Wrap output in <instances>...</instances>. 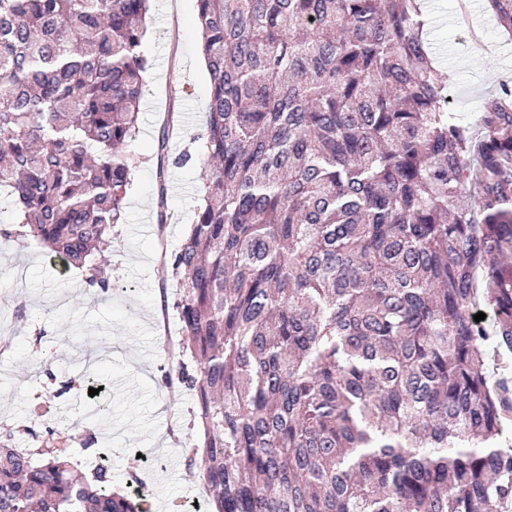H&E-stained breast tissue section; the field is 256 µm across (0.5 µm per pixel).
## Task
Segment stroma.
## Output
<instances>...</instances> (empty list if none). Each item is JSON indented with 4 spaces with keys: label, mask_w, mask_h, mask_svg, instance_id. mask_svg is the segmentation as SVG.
Returning <instances> with one entry per match:
<instances>
[{
    "label": "stroma",
    "mask_w": 512,
    "mask_h": 512,
    "mask_svg": "<svg viewBox=\"0 0 512 512\" xmlns=\"http://www.w3.org/2000/svg\"><path fill=\"white\" fill-rule=\"evenodd\" d=\"M472 23L487 33L483 56L470 53L467 35L452 24L453 0H423L427 17L442 18L427 38L441 72H453L448 88L453 111L477 121L485 101L499 85L512 84V40L485 12L483 0H471ZM196 0H153L152 19L142 48L149 60L138 131L126 157L132 186L124 221L112 231L106 275L110 295H92L84 268H62L46 247L30 236L15 238L0 251V304L20 300L25 317L0 334V363L11 380L0 381V435H16L22 448L33 447L31 432L58 429L70 450L73 468L87 472V433L109 443L112 486L127 490L141 474L143 455H163L148 497L155 512H179V504L203 497L198 468L186 458L196 444L195 405L191 395L162 382L163 370L178 363L181 324L174 306L175 282L163 266L165 254L180 245L203 202L199 167L178 165L183 153L203 156L209 77L194 26ZM180 134L159 146L167 115ZM165 184H158V174ZM172 218L159 224V206ZM103 357L112 419L92 424L90 405L77 392L57 395L55 381L40 373L42 359L53 360L58 378H77L88 369V352Z\"/></svg>",
    "instance_id": "stroma-1"
}]
</instances>
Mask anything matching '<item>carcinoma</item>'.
Segmentation results:
<instances>
[{
  "instance_id": "obj_1",
  "label": "carcinoma",
  "mask_w": 512,
  "mask_h": 512,
  "mask_svg": "<svg viewBox=\"0 0 512 512\" xmlns=\"http://www.w3.org/2000/svg\"><path fill=\"white\" fill-rule=\"evenodd\" d=\"M148 2L0 0V186L66 268L124 220ZM196 3L205 195L168 268L204 512L512 501V382L486 375L488 342L512 353V84L448 111L420 0ZM110 472L9 437L0 512H147Z\"/></svg>"
}]
</instances>
